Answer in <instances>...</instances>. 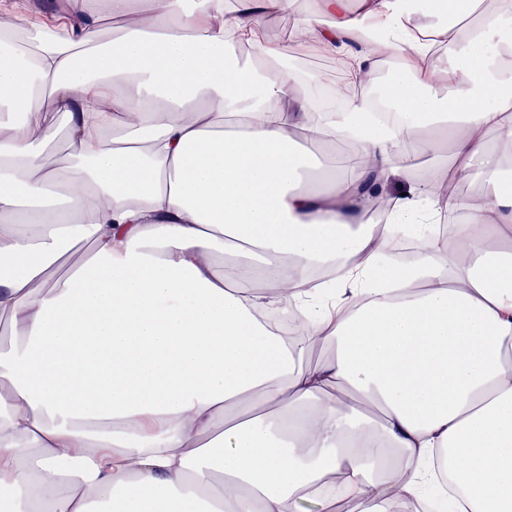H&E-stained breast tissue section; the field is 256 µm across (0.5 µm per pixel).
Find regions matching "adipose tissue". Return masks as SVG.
Listing matches in <instances>:
<instances>
[{
  "mask_svg": "<svg viewBox=\"0 0 512 512\" xmlns=\"http://www.w3.org/2000/svg\"><path fill=\"white\" fill-rule=\"evenodd\" d=\"M295 3L63 0V35L0 33V512H404L425 483L512 512V0H320L343 87L394 59L391 126L363 93L315 114L264 32ZM408 237L418 262L382 263Z\"/></svg>",
  "mask_w": 512,
  "mask_h": 512,
  "instance_id": "obj_1",
  "label": "adipose tissue"
}]
</instances>
